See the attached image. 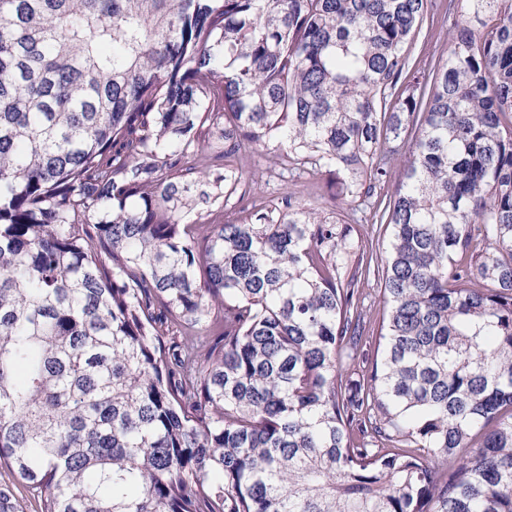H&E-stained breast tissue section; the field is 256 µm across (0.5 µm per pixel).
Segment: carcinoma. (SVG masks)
I'll list each match as a JSON object with an SVG mask.
<instances>
[{"mask_svg": "<svg viewBox=\"0 0 512 512\" xmlns=\"http://www.w3.org/2000/svg\"><path fill=\"white\" fill-rule=\"evenodd\" d=\"M432 5L0 0V464L41 512H512V0H448L424 68ZM258 148L343 207L256 203ZM438 9L435 14V23L433 29V37L429 40L426 47V52L432 53L434 50L441 51L447 49L448 44L446 42L445 34L448 31L449 26H454L456 20L461 24V20L450 17L448 19V13L446 14V0H438Z\"/></svg>", "mask_w": 512, "mask_h": 512, "instance_id": "cac0c4a2", "label": "carcinoma"}]
</instances>
